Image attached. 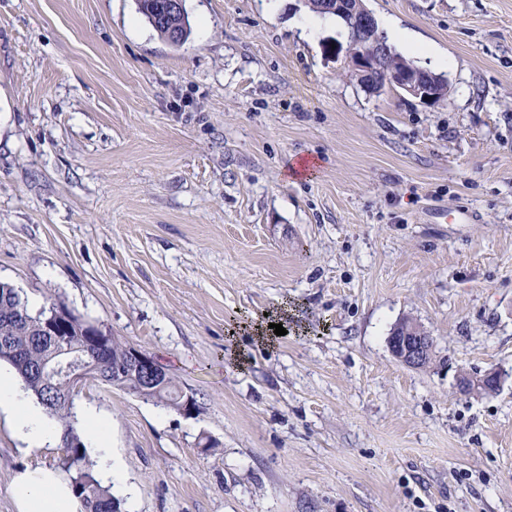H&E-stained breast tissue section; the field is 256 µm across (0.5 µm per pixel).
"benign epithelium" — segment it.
Here are the masks:
<instances>
[{
    "mask_svg": "<svg viewBox=\"0 0 512 512\" xmlns=\"http://www.w3.org/2000/svg\"><path fill=\"white\" fill-rule=\"evenodd\" d=\"M348 0H323L322 10L342 17L355 36L351 48L343 49L338 45L332 49L336 57H345L353 76L364 88L381 92L386 89H399L402 92L431 106H440L437 95V84L441 76L427 69L406 65L393 67L388 64L391 48L378 36L370 39L363 37L377 29V21L373 13L356 0L357 6L347 5ZM184 10V0H166L164 6L154 11L152 22L162 24L175 14ZM392 354L408 367L418 369L424 365L429 353L434 349V340L421 327L413 330H396L389 337ZM127 368L138 374L141 379V390L153 392L158 389V381L165 377L166 371L159 366L146 351L130 346L126 355ZM95 372V364L82 362L68 371L63 381L71 391H76Z\"/></svg>",
    "mask_w": 512,
    "mask_h": 512,
    "instance_id": "1",
    "label": "benign epithelium"
}]
</instances>
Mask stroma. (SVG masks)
Returning a JSON list of instances; mask_svg holds the SVG:
<instances>
[{
	"mask_svg": "<svg viewBox=\"0 0 512 512\" xmlns=\"http://www.w3.org/2000/svg\"><path fill=\"white\" fill-rule=\"evenodd\" d=\"M366 5L444 56L446 105L365 91L302 0H185L177 47L135 0H0V282L197 400L80 388L122 512H512V0ZM406 318L430 367L390 351ZM64 456L1 412L0 512ZM78 426L92 447L102 451V482L111 488L112 485L124 484L123 473L110 448V423L95 412L89 411L80 418Z\"/></svg>",
	"mask_w": 512,
	"mask_h": 512,
	"instance_id": "stroma-1",
	"label": "stroma"
}]
</instances>
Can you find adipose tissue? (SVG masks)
I'll return each mask as SVG.
<instances>
[{
    "label": "adipose tissue",
    "instance_id": "ef3b65f1",
    "mask_svg": "<svg viewBox=\"0 0 512 512\" xmlns=\"http://www.w3.org/2000/svg\"><path fill=\"white\" fill-rule=\"evenodd\" d=\"M0 410L10 413L16 435L28 449L54 446L60 430L19 388L12 372L0 369ZM79 428L93 448L101 450V480L122 483L123 473L110 448V424L95 412L85 413ZM18 512H81L82 505L68 477L57 470L36 468L18 472L12 483Z\"/></svg>",
    "mask_w": 512,
    "mask_h": 512
}]
</instances>
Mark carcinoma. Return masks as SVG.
<instances>
[{
	"mask_svg": "<svg viewBox=\"0 0 512 512\" xmlns=\"http://www.w3.org/2000/svg\"><path fill=\"white\" fill-rule=\"evenodd\" d=\"M62 322V335L69 337L71 355H80L88 347L87 337L103 335L97 324L85 320L74 310L61 302H52L33 314L28 301L19 291L7 283L0 282V356L8 360L46 413L56 418L63 426L65 448L64 469L69 473L71 485L75 489L83 507V512H118L120 501L110 489L103 486L94 472L81 444L80 435L75 431L73 397L61 385L46 384L39 375V368L56 351L49 332L44 330L47 321ZM126 345L115 340L103 358V374L112 371V365L125 361ZM96 382L135 394L146 402L178 408L181 390L171 375L160 382L159 392L142 394L139 392V379L128 376L117 382L111 379H96Z\"/></svg>",
	"mask_w": 512,
	"mask_h": 512,
	"instance_id": "cac0c4a2",
	"label": "carcinoma"
}]
</instances>
